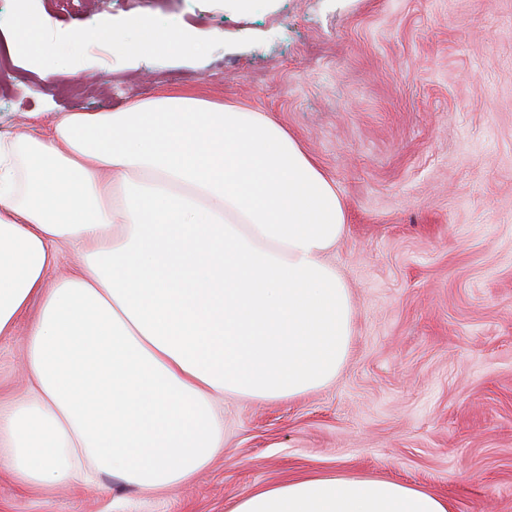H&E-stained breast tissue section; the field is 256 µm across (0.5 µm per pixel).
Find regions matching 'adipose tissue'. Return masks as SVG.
Returning <instances> with one entry per match:
<instances>
[{
  "instance_id": "1",
  "label": "adipose tissue",
  "mask_w": 512,
  "mask_h": 512,
  "mask_svg": "<svg viewBox=\"0 0 512 512\" xmlns=\"http://www.w3.org/2000/svg\"><path fill=\"white\" fill-rule=\"evenodd\" d=\"M198 48L176 31L117 55ZM345 231L332 180L242 105L164 89L0 139V337L35 315L28 391L0 405V460L30 488L188 482L222 447L216 396L294 399L340 371L352 303L325 256ZM72 244L86 260L48 283ZM229 512L448 505L335 471L254 488Z\"/></svg>"
}]
</instances>
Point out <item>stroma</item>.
Listing matches in <instances>:
<instances>
[{
    "label": "stroma",
    "mask_w": 512,
    "mask_h": 512,
    "mask_svg": "<svg viewBox=\"0 0 512 512\" xmlns=\"http://www.w3.org/2000/svg\"><path fill=\"white\" fill-rule=\"evenodd\" d=\"M39 15L46 74L0 27V136L158 89L271 113L334 181L346 232L326 255L353 305L336 378L295 399L225 394L224 450L151 494L31 489L0 462V512H225L254 487L340 471L394 480L448 512H512V0H0ZM170 22L204 56L118 62L113 41ZM31 329L0 339V400L21 396Z\"/></svg>",
    "instance_id": "obj_1"
}]
</instances>
